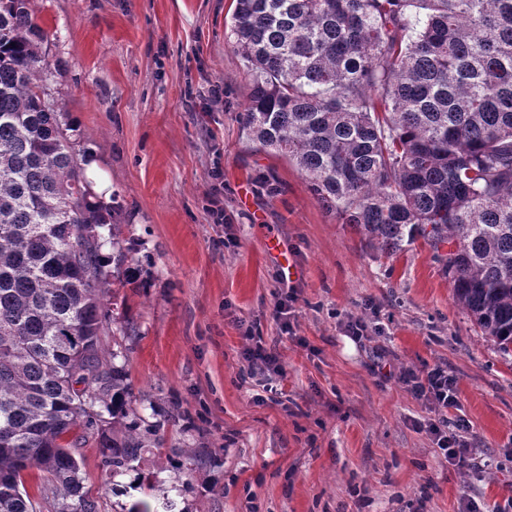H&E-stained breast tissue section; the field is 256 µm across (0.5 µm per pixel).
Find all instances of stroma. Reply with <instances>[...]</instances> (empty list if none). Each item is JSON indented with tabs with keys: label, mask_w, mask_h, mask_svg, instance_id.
Instances as JSON below:
<instances>
[{
	"label": "stroma",
	"mask_w": 512,
	"mask_h": 512,
	"mask_svg": "<svg viewBox=\"0 0 512 512\" xmlns=\"http://www.w3.org/2000/svg\"><path fill=\"white\" fill-rule=\"evenodd\" d=\"M48 87L114 206L107 272L126 279L107 349L163 450L112 476L79 450L96 512H479L512 502V355L455 302L423 242L388 257L327 212L304 175L240 130L249 79L233 0H30ZM281 250L270 249L269 238ZM128 250L122 266L114 249ZM295 288L281 333L274 306ZM361 318L367 337L347 335ZM282 358L281 392L241 356ZM447 366L479 449L451 470L402 370ZM190 412L194 425L179 420ZM205 452L198 466L195 452Z\"/></svg>",
	"instance_id": "35a3bbf8"
}]
</instances>
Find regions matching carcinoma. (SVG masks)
<instances>
[{
  "label": "carcinoma",
  "instance_id": "cac0c4a2",
  "mask_svg": "<svg viewBox=\"0 0 512 512\" xmlns=\"http://www.w3.org/2000/svg\"><path fill=\"white\" fill-rule=\"evenodd\" d=\"M0 0V512H95L77 451L112 476L161 447L106 364L102 233L48 92V32ZM246 138L386 256L418 240L457 303L512 352V0H235Z\"/></svg>",
  "mask_w": 512,
  "mask_h": 512
}]
</instances>
